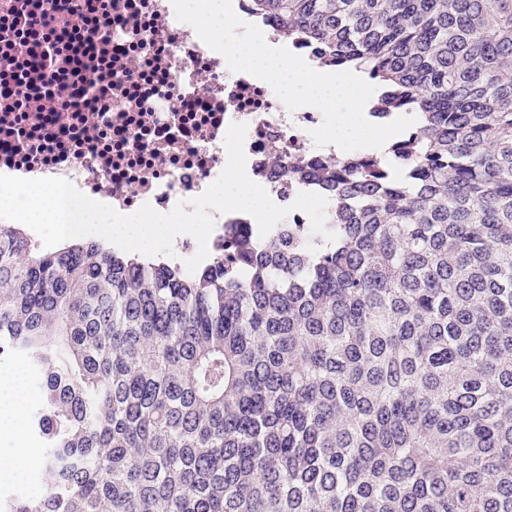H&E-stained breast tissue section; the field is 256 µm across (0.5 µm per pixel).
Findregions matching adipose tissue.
Wrapping results in <instances>:
<instances>
[{
  "label": "adipose tissue",
  "instance_id": "obj_1",
  "mask_svg": "<svg viewBox=\"0 0 512 512\" xmlns=\"http://www.w3.org/2000/svg\"><path fill=\"white\" fill-rule=\"evenodd\" d=\"M30 402L24 370L0 364V431H7L13 443L10 452L0 457V479L33 464L24 434Z\"/></svg>",
  "mask_w": 512,
  "mask_h": 512
}]
</instances>
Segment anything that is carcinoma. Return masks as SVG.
Returning a JSON list of instances; mask_svg holds the SVG:
<instances>
[{
    "instance_id": "cac0c4a2",
    "label": "carcinoma",
    "mask_w": 512,
    "mask_h": 512,
    "mask_svg": "<svg viewBox=\"0 0 512 512\" xmlns=\"http://www.w3.org/2000/svg\"><path fill=\"white\" fill-rule=\"evenodd\" d=\"M417 122L336 241L193 274L0 224L50 475L0 512H512V0H245Z\"/></svg>"
}]
</instances>
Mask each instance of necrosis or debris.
Returning <instances> with one entry per match:
<instances>
[{
    "label": "necrosis or debris",
    "mask_w": 512,
    "mask_h": 512,
    "mask_svg": "<svg viewBox=\"0 0 512 512\" xmlns=\"http://www.w3.org/2000/svg\"><path fill=\"white\" fill-rule=\"evenodd\" d=\"M59 2L0 0V175L66 178L120 212L166 213L220 175L234 122L247 126L248 176L281 206L311 191L307 165L358 163L359 151L314 145L321 113L230 72L171 0ZM261 242L254 219L227 213L209 254L236 262Z\"/></svg>",
    "instance_id": "4bbe7bcc"
}]
</instances>
